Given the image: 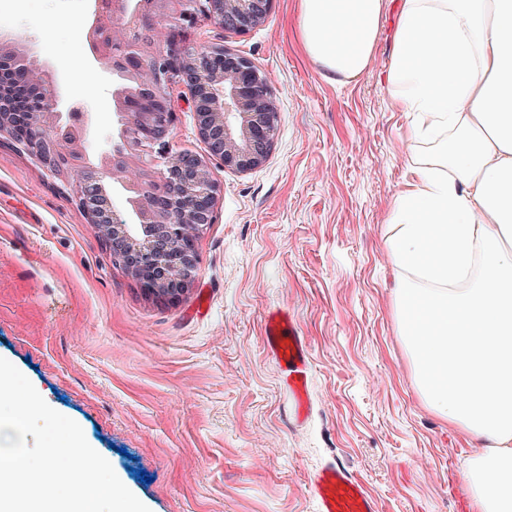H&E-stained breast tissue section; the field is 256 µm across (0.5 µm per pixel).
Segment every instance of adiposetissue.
Here are the masks:
<instances>
[{
  "mask_svg": "<svg viewBox=\"0 0 512 512\" xmlns=\"http://www.w3.org/2000/svg\"><path fill=\"white\" fill-rule=\"evenodd\" d=\"M392 2L384 81L413 118L387 240L400 332L424 402L480 443L470 512H512V0H297L328 83L365 71Z\"/></svg>",
  "mask_w": 512,
  "mask_h": 512,
  "instance_id": "obj_1",
  "label": "adipose tissue"
}]
</instances>
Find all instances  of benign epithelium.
<instances>
[{
	"label": "benign epithelium",
	"mask_w": 512,
	"mask_h": 512,
	"mask_svg": "<svg viewBox=\"0 0 512 512\" xmlns=\"http://www.w3.org/2000/svg\"><path fill=\"white\" fill-rule=\"evenodd\" d=\"M161 15L143 19V27L159 34L158 46L143 59L136 41L120 38L118 53L125 67L139 65L144 74L137 103L121 113L120 136L112 141L136 144L135 165L149 176L156 192L137 213L139 223L115 224L111 207L98 194L101 176H70V168L56 159V143L44 133L47 122L68 116L85 123L86 104L59 111L57 89L45 95L43 84L31 80L21 89L9 88L12 73L26 66L27 58L0 60V91L18 96L24 111L0 106V146L26 155L53 182L63 185L95 225L112 262L140 284L144 295L158 303L178 301L192 286L199 271L197 238L213 222L220 192L209 161L249 170L261 165L274 140L278 111L268 77L252 61L227 50L221 43L194 45L190 34L198 22L207 21L225 32L244 33L264 22L273 0H166ZM141 0H94L93 36L116 18L140 9ZM187 87L200 139L209 158L176 150L172 132L176 111L169 87ZM239 121L241 137L231 128ZM129 158L112 150V181L126 183Z\"/></svg>",
	"instance_id": "7a95c632"
}]
</instances>
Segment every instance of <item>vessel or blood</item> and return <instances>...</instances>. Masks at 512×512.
I'll return each mask as SVG.
<instances>
[{
	"label": "vessel or blood",
	"instance_id": "1",
	"mask_svg": "<svg viewBox=\"0 0 512 512\" xmlns=\"http://www.w3.org/2000/svg\"><path fill=\"white\" fill-rule=\"evenodd\" d=\"M268 351L283 365V386L294 401V417L310 410L308 346L296 325L282 311L269 313L265 330ZM309 492L317 512H376L372 496L351 472L337 462L325 463L313 476Z\"/></svg>",
	"mask_w": 512,
	"mask_h": 512
}]
</instances>
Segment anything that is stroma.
<instances>
[{
  "instance_id": "obj_1",
  "label": "stroma",
  "mask_w": 512,
  "mask_h": 512,
  "mask_svg": "<svg viewBox=\"0 0 512 512\" xmlns=\"http://www.w3.org/2000/svg\"><path fill=\"white\" fill-rule=\"evenodd\" d=\"M91 0H5L65 101L89 110L85 150L116 120L112 81L82 36ZM386 15L367 69L326 82L301 49L296 0H274L243 34L203 23L265 72L279 112L271 150L240 171L211 161L214 222L199 274L177 303L147 299L94 225L31 160L0 149V357L73 419L150 512H317L308 485L345 465L377 512H469L463 472L477 442L435 415L399 331L387 250L413 179L408 132L382 81ZM173 145L206 155L184 85ZM310 343L313 408L295 421L264 344L269 311Z\"/></svg>"
}]
</instances>
